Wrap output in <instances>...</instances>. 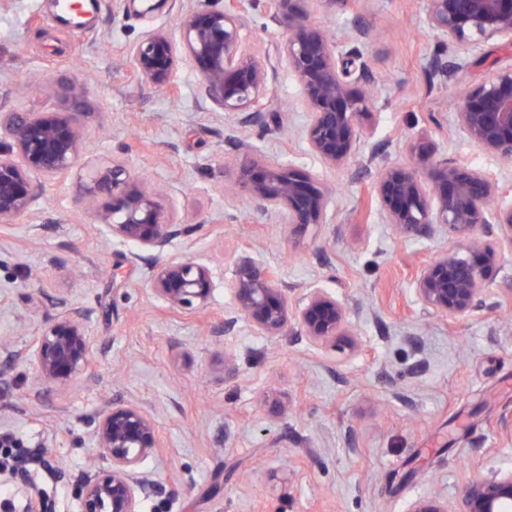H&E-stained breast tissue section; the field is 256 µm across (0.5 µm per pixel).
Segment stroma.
I'll use <instances>...</instances> for the list:
<instances>
[{
  "label": "stroma",
  "instance_id": "stroma-1",
  "mask_svg": "<svg viewBox=\"0 0 512 512\" xmlns=\"http://www.w3.org/2000/svg\"><path fill=\"white\" fill-rule=\"evenodd\" d=\"M204 0H99L92 28L57 23L51 0L0 6V113L75 112L87 130L77 166L47 182L28 216L0 227V431L13 451L37 448L26 475L0 466V487L35 498L41 512H78L72 490L87 472L99 415L136 403L155 415L163 446L146 462L156 489L143 512H407L418 498L456 500L471 480L512 468V252L491 275L496 309L455 322L424 310L410 279L456 239L445 228L404 239L382 223L371 185L381 163L408 164L426 137L438 158L496 178V205L512 204V163L461 132L463 90L512 67V43H484L440 86V51L425 18L429 0H305L311 22L362 55L376 96L372 134L331 168L301 137L300 90L281 60L269 71L262 118L216 112L200 77L181 66L173 91L133 72L126 48L143 31L178 35L179 16ZM244 38L274 51L284 27L267 0H241ZM84 82L74 98L70 87ZM332 186L325 223L285 233L279 216L246 202L233 158L242 143ZM123 160L178 215L177 235L143 252L97 222L90 175ZM251 251L274 268L289 305L320 287L348 301L354 352L313 346L295 331L257 333L233 316V259ZM188 253L206 263L214 290L194 314L151 292L149 267ZM79 314L94 342L93 366L44 385L16 358L40 327ZM238 374L227 377L225 359Z\"/></svg>",
  "mask_w": 512,
  "mask_h": 512
}]
</instances>
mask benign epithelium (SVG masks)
<instances>
[{
  "label": "benign epithelium",
  "instance_id": "obj_1",
  "mask_svg": "<svg viewBox=\"0 0 512 512\" xmlns=\"http://www.w3.org/2000/svg\"><path fill=\"white\" fill-rule=\"evenodd\" d=\"M304 0H272L274 16L287 20L277 44L279 59L297 78L300 105L307 114L302 138L323 163L344 165L370 136L364 120L371 96L351 80L352 62L338 42L302 15ZM96 2L71 5L56 15L74 29L90 27ZM426 24L443 44L474 51L492 38L512 41V0H431ZM180 38L149 29L128 48L133 70L158 88L172 85L187 63L201 77L206 98L222 112H253L267 108L270 58L251 49L243 38L244 22L237 10L209 6L192 8L180 17ZM467 64H448L435 57L430 68L443 82ZM458 125L483 151L512 161V67L498 70L467 90L457 105ZM0 224L27 215L41 192L31 180L35 172L47 181L72 175L85 142L75 112H1ZM411 164L379 165L373 191L385 224L405 236L448 230L459 247L444 251L417 271L413 292L427 310L464 320L492 306L490 273L503 258L498 243L477 230L490 224L512 230V204L492 206L496 184L485 172L435 158L434 146L423 138L409 145ZM241 193L264 210L277 211L288 230L296 232L325 223L330 194L317 177L291 166L269 163L250 151L241 164ZM87 193L99 201L97 216L112 236L142 251L163 249L177 234V215L163 209L157 194L145 188L125 163L112 161L92 180ZM152 293L185 313L203 309L213 293L211 270L197 258L174 254L150 268ZM233 313L266 336H280L296 324L317 346L336 342L355 347L346 301L323 288L306 290L294 312L288 311L283 289L273 270L243 251L234 259L228 282ZM22 356L47 383L63 382L87 370L93 357L91 336L74 314L64 315L37 330ZM94 465L76 484L80 512H142L154 491L145 462L160 448L159 430L150 411L138 404L103 411L94 431ZM408 512H512V468L468 483L455 503L440 496L415 500Z\"/></svg>",
  "mask_w": 512,
  "mask_h": 512
}]
</instances>
